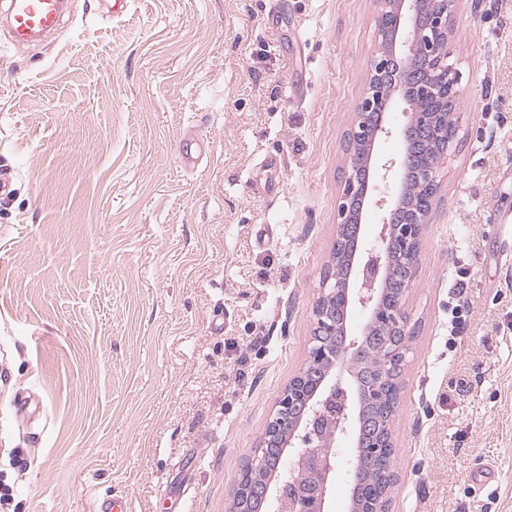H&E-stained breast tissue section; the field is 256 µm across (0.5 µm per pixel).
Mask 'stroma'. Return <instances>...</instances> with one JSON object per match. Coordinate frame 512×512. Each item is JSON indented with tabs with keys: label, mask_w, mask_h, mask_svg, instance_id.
Instances as JSON below:
<instances>
[{
	"label": "stroma",
	"mask_w": 512,
	"mask_h": 512,
	"mask_svg": "<svg viewBox=\"0 0 512 512\" xmlns=\"http://www.w3.org/2000/svg\"><path fill=\"white\" fill-rule=\"evenodd\" d=\"M114 2L0 27V512H231L308 355L377 3ZM449 41L387 508L512 512V0H459Z\"/></svg>",
	"instance_id": "obj_1"
}]
</instances>
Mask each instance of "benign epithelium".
Listing matches in <instances>:
<instances>
[{"instance_id": "benign-epithelium-1", "label": "benign epithelium", "mask_w": 512, "mask_h": 512, "mask_svg": "<svg viewBox=\"0 0 512 512\" xmlns=\"http://www.w3.org/2000/svg\"><path fill=\"white\" fill-rule=\"evenodd\" d=\"M416 3L417 0H378L383 52L371 65L368 85L349 135L348 168L332 248L333 256H348L347 275L342 281L331 275L322 282L307 361L280 394L274 416L261 438L260 450L279 461L286 448L300 449L295 468L284 480H274L272 472L256 474L245 489L244 500L261 501L267 512H326L336 435L350 432L354 423L359 431L360 455L392 454V431H381L378 423L369 429L360 410L372 398H386L385 383L377 381L369 386L358 371L353 389L345 384L340 370L349 367L372 343L371 333L376 331L386 336L377 346V357L386 365H403L408 352L404 337L411 332L401 299H383L385 280L397 264L407 269L416 267L430 210H410L399 189L390 205L383 197L377 199L375 205L384 210V215L376 252L358 270H353V265L369 178L396 181L401 187L409 174L405 157L384 166L382 174L371 168V149L379 138L391 134L383 125V111L390 103L384 88L391 87L407 101L411 89L441 101L458 96L459 74L449 62L448 48L449 21L457 0H432L427 18L407 28L404 19L414 14ZM417 127L433 130L438 138L439 158L447 157L450 140L446 136L455 129L454 110L415 112L403 134L407 136ZM355 307L366 313L367 321L361 334L350 339L348 311ZM391 336H401L403 340L395 343L389 340Z\"/></svg>"}]
</instances>
